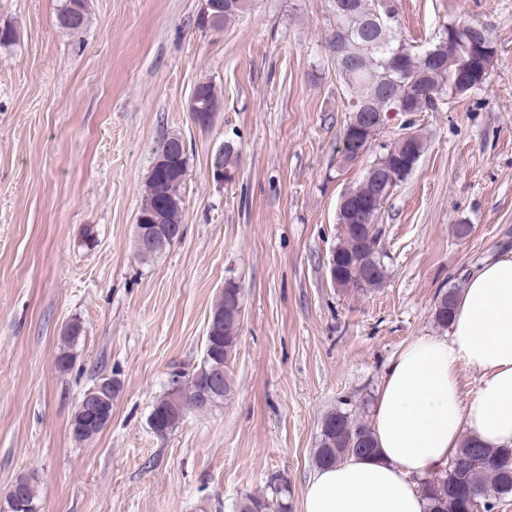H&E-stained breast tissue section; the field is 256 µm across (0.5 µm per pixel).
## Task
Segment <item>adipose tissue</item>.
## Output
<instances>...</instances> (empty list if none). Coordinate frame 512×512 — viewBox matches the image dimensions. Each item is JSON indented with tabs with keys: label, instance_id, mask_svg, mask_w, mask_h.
<instances>
[{
	"label": "adipose tissue",
	"instance_id": "adipose-tissue-1",
	"mask_svg": "<svg viewBox=\"0 0 512 512\" xmlns=\"http://www.w3.org/2000/svg\"><path fill=\"white\" fill-rule=\"evenodd\" d=\"M461 364L481 374L469 398ZM372 429L376 454L317 469L303 512H425L418 481L447 465L462 435L512 448V250L467 279L447 334L417 337L386 369Z\"/></svg>",
	"mask_w": 512,
	"mask_h": 512
}]
</instances>
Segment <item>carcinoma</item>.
<instances>
[{"mask_svg": "<svg viewBox=\"0 0 512 512\" xmlns=\"http://www.w3.org/2000/svg\"><path fill=\"white\" fill-rule=\"evenodd\" d=\"M83 12L72 19L75 0H62L57 13L61 28L79 32L87 25L89 0H83ZM350 12L327 23L325 47L339 51L336 74L343 80L350 100V112L366 99L372 100L371 111L378 114L376 124L363 126L352 137L362 144H375L387 112L393 109L392 100H406L415 112H434L444 97L451 95L461 58L448 56V33L455 30L463 44L492 43L488 31L462 20L448 22L435 42L426 50H418L402 36L395 0H348ZM394 13L393 19L377 26L369 22L376 13ZM204 111L218 112L223 106L222 94L210 81L202 82ZM412 142L416 153L401 154V170L393 187L407 180L426 149L418 131H413ZM183 144L177 136L162 139L154 151L149 176L144 184L136 223L151 224L155 215L161 216L158 231L175 244L183 235L182 212L184 189L188 175L187 154L173 153V147ZM239 151L230 143L224 144V153L215 154L211 164L221 163L224 169L236 167ZM371 169H366L362 181L347 193L367 200L374 211H379L390 193H378L372 182ZM364 220L356 207L348 204L338 208V242L333 248L336 259V287L349 290L360 287L363 292L375 290L384 283L387 270L382 260V241L354 231V225ZM458 286H448L437 297L435 319L448 327L458 299ZM245 316L244 291L231 280L224 283V292L213 303L209 318L218 320V326L207 332L206 350L213 363L223 368L224 392L209 401L201 399L204 376L176 373L171 386L155 403L151 414L163 418L162 427L155 434L163 438L173 431L184 416L191 412H205L229 399L234 393L232 362ZM83 335L80 322L68 324L61 336L62 348L57 357L59 370L70 368V349ZM368 401L358 404L350 400L322 417L317 448L316 466L334 465L352 453L372 454L374 448L371 424L366 414ZM419 490L428 502L427 512H494L498 500L512 495V448H485L474 439L466 440L448 466L432 470L419 482ZM272 497L246 496L235 508L239 512H278L290 510L288 483L274 480L270 487ZM7 500L9 512H40L39 476L34 471L22 473L10 485Z\"/></svg>", "mask_w": 512, "mask_h": 512, "instance_id": "cac0c4a2", "label": "carcinoma"}]
</instances>
